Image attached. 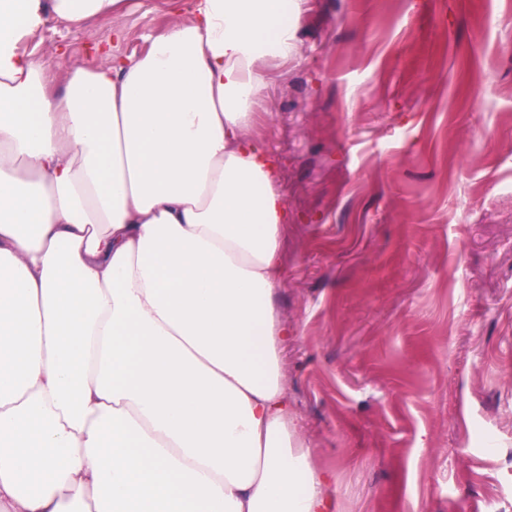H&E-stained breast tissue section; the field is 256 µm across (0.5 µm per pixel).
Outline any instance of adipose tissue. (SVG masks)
I'll return each mask as SVG.
<instances>
[{
    "instance_id": "obj_1",
    "label": "adipose tissue",
    "mask_w": 512,
    "mask_h": 512,
    "mask_svg": "<svg viewBox=\"0 0 512 512\" xmlns=\"http://www.w3.org/2000/svg\"><path fill=\"white\" fill-rule=\"evenodd\" d=\"M0 0V512H338L288 407L284 198L248 131L299 0H195L55 83Z\"/></svg>"
}]
</instances>
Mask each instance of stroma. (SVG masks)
<instances>
[{"label":"stroma","instance_id":"obj_1","mask_svg":"<svg viewBox=\"0 0 512 512\" xmlns=\"http://www.w3.org/2000/svg\"><path fill=\"white\" fill-rule=\"evenodd\" d=\"M191 3L21 46L57 79L139 56ZM294 38L250 134L287 206L276 302L312 462L339 512H512V7L302 0Z\"/></svg>","mask_w":512,"mask_h":512}]
</instances>
